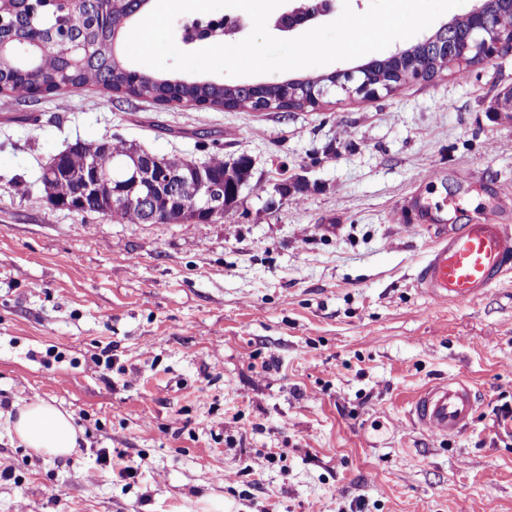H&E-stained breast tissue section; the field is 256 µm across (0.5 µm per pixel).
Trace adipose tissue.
I'll list each match as a JSON object with an SVG mask.
<instances>
[{"instance_id": "adipose-tissue-1", "label": "adipose tissue", "mask_w": 512, "mask_h": 512, "mask_svg": "<svg viewBox=\"0 0 512 512\" xmlns=\"http://www.w3.org/2000/svg\"><path fill=\"white\" fill-rule=\"evenodd\" d=\"M6 424L24 447L50 457L71 455L81 433L71 414L40 398L19 405Z\"/></svg>"}]
</instances>
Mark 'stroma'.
Listing matches in <instances>:
<instances>
[{
    "label": "stroma",
    "instance_id": "1",
    "mask_svg": "<svg viewBox=\"0 0 512 512\" xmlns=\"http://www.w3.org/2000/svg\"><path fill=\"white\" fill-rule=\"evenodd\" d=\"M512 53L363 100L253 112L87 85L0 97V412L69 411L75 453L0 421V512H512V273L464 306L422 293L431 196L449 223L512 225ZM119 138L164 157L248 155L223 216L118 224L53 206L47 162ZM307 190L280 195V176ZM467 379L476 418L413 425ZM138 467L113 476L119 458ZM476 415L473 391L460 379L434 382L410 401L412 422L439 436L462 434L470 427Z\"/></svg>",
    "mask_w": 512,
    "mask_h": 512
}]
</instances>
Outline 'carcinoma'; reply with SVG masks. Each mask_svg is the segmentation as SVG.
I'll list each match as a JSON object with an SVG mask.
<instances>
[{
    "instance_id": "cac0c4a2",
    "label": "carcinoma",
    "mask_w": 512,
    "mask_h": 512,
    "mask_svg": "<svg viewBox=\"0 0 512 512\" xmlns=\"http://www.w3.org/2000/svg\"><path fill=\"white\" fill-rule=\"evenodd\" d=\"M499 27L512 32V3L503 0H486ZM18 0H0V14L9 16L17 10ZM142 0H109L107 15L94 17L85 28L83 38L93 48L92 54L80 67L67 63L58 50L50 48L38 55L35 67L11 55L0 57V96L21 100L35 99L59 93V90L72 87L76 90L89 82L101 85L113 93L141 98L155 103L183 104L198 109L220 108L225 102L230 107L257 110V98L247 88H226L210 82H187L152 76L142 70L125 64L117 58L113 48V34L122 30L126 22L140 12ZM19 12L25 14L24 21L13 35L26 36L37 28L51 36V28L56 24L54 6H44L36 10L22 5ZM470 41V22L464 18L454 20L451 28L432 41L414 45L413 54L426 74H438L451 69L449 63L458 58L454 50ZM376 82L385 91L391 92L397 86L410 80V74L400 69L395 59H382L373 70ZM285 94L282 86L264 88L267 98L262 102L264 111L305 107L301 92L296 86H288ZM141 156L146 151L122 140L87 143L77 141L64 152V160L58 169L50 174H42L41 182L49 199L68 202H81L89 212L98 213L119 224H197L202 216L195 215L198 201V186L205 183L212 191L214 204L223 209L237 201L233 190L245 186L252 178L249 160L241 158L232 163L213 155L203 162L182 158H158L162 167L173 170L182 176L183 194L175 200L166 185L156 183L150 192L149 213L137 207L113 206L112 185H88L87 163L96 162L101 167L112 168L115 160L132 161V155ZM152 219H147V216Z\"/></svg>"
}]
</instances>
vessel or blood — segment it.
Masks as SVG:
<instances>
[{
  "instance_id": "obj_1",
  "label": "vessel or blood",
  "mask_w": 512,
  "mask_h": 512,
  "mask_svg": "<svg viewBox=\"0 0 512 512\" xmlns=\"http://www.w3.org/2000/svg\"><path fill=\"white\" fill-rule=\"evenodd\" d=\"M435 246L418 273V286L437 300L466 304L499 281L512 263V226L471 223L435 227ZM476 415L469 385L459 379L432 383L410 401L412 422L443 437L462 434Z\"/></svg>"
}]
</instances>
